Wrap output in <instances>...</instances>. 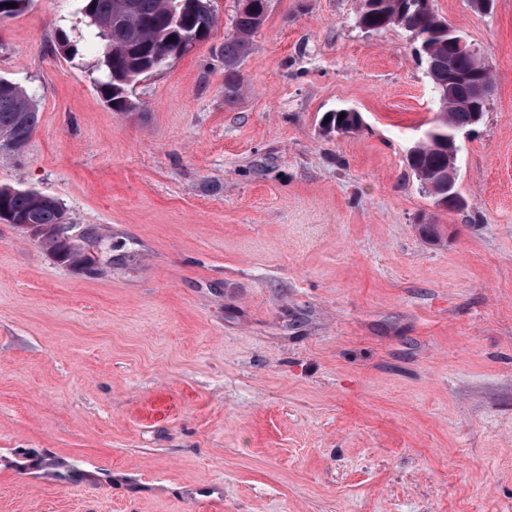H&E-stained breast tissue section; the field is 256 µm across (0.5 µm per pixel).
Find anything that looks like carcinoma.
I'll return each instance as SVG.
<instances>
[{"label":"carcinoma","instance_id":"1","mask_svg":"<svg viewBox=\"0 0 512 512\" xmlns=\"http://www.w3.org/2000/svg\"><path fill=\"white\" fill-rule=\"evenodd\" d=\"M356 18L370 32L398 26L419 36L420 64L424 66L433 93L435 118L408 151L410 169L418 180L431 187L436 203L448 205L458 195L448 188L443 173L448 170V140L477 124L469 96L468 78L490 79L483 59L459 53L454 43L460 35L432 6L419 7L412 0H359ZM88 37L101 49V77L98 87L115 112L133 108L127 92L145 71L159 70L170 60L184 56L191 47L206 40L217 20L210 0H84ZM265 0H250L237 8L233 32L224 38V96L228 100L244 87L238 64L250 51V40L264 23ZM343 120H338L340 114ZM326 125L347 131L358 128L356 116L347 110L328 113ZM36 105L13 81L0 78V142L15 143L12 151L25 147L37 124ZM0 220L34 224L47 232L39 246L58 263L74 267L81 252L48 232L64 220L60 202L30 189L0 187Z\"/></svg>","mask_w":512,"mask_h":512}]
</instances>
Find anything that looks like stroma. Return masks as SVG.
<instances>
[{
	"instance_id": "obj_1",
	"label": "stroma",
	"mask_w": 512,
	"mask_h": 512,
	"mask_svg": "<svg viewBox=\"0 0 512 512\" xmlns=\"http://www.w3.org/2000/svg\"><path fill=\"white\" fill-rule=\"evenodd\" d=\"M212 5L130 112L82 0L0 19L38 111L0 186L105 245L77 271L0 222V512H512V0H432L494 81L461 210L407 163L434 117L408 32L270 0L230 102ZM340 108L361 125L325 133Z\"/></svg>"
}]
</instances>
